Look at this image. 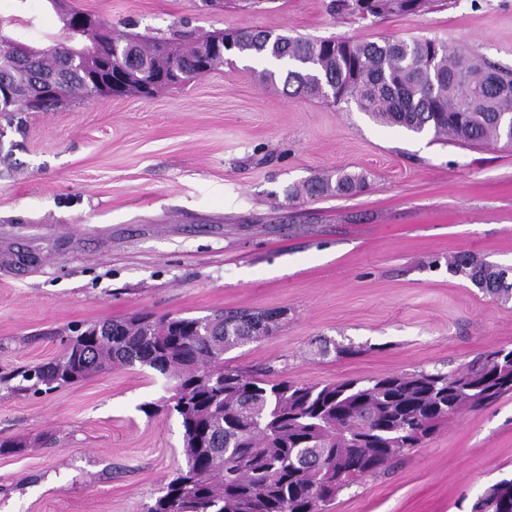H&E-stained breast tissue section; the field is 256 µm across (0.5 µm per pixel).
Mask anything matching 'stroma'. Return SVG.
<instances>
[{"label": "stroma", "mask_w": 512, "mask_h": 512, "mask_svg": "<svg viewBox=\"0 0 512 512\" xmlns=\"http://www.w3.org/2000/svg\"><path fill=\"white\" fill-rule=\"evenodd\" d=\"M113 32L242 26L312 38H435L512 70V0H432L362 20L329 0H65ZM14 36L63 42L50 0H0ZM238 61L153 98L78 100L26 116L0 147V371L58 355L71 327L139 313L283 311L224 363L275 379L450 371L512 348V300L448 263L512 268V146L472 148L374 121L354 103L292 97ZM362 174L353 196L288 200L289 185ZM328 339L356 355H315ZM171 392L115 366L38 396L0 385V512H141L185 463ZM156 408L154 416L143 404ZM512 474V396L461 413L328 512H471Z\"/></svg>", "instance_id": "stroma-1"}]
</instances>
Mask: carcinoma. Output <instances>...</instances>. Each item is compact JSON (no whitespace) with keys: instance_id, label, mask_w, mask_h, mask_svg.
I'll list each match as a JSON object with an SVG mask.
<instances>
[{"instance_id":"carcinoma-1","label":"carcinoma","mask_w":512,"mask_h":512,"mask_svg":"<svg viewBox=\"0 0 512 512\" xmlns=\"http://www.w3.org/2000/svg\"><path fill=\"white\" fill-rule=\"evenodd\" d=\"M404 0H331L330 11L363 19L406 15ZM73 9L64 14L69 43L48 50L25 46L0 19V109L7 126L21 131L23 114L43 112L72 99L99 96L90 68L112 63L114 73L151 68L165 58L186 85L238 59L266 64L258 75L295 96L335 103L351 100L377 122L421 134L433 133L473 146L512 135V70L480 56L452 52L436 39L384 40L292 37L240 27L202 37L179 30L171 36L114 34L78 28ZM90 40L91 45L77 42ZM74 55L67 80L36 86ZM365 177L339 171L288 186L299 199L349 195ZM483 291L512 297L509 271L463 255L449 264ZM211 317L140 314L90 323L65 340V352L33 369L0 372V385L35 394L76 384L114 365L149 367L174 381L172 409L180 418L185 466L179 468L144 512H326L344 490L386 469L432 435L438 426L470 408L481 409L512 394V349L492 348L454 371L343 379L328 384L269 380L224 365V353L268 335L278 311L224 310ZM512 497V479L491 485L471 512H499L498 499Z\"/></svg>"}]
</instances>
